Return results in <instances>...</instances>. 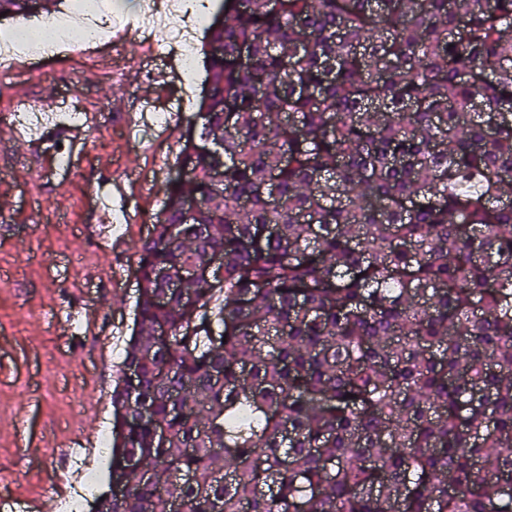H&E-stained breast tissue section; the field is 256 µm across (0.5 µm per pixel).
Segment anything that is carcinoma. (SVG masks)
<instances>
[{"instance_id":"cac0c4a2","label":"carcinoma","mask_w":512,"mask_h":512,"mask_svg":"<svg viewBox=\"0 0 512 512\" xmlns=\"http://www.w3.org/2000/svg\"><path fill=\"white\" fill-rule=\"evenodd\" d=\"M276 2L205 27L93 506L512 512V0Z\"/></svg>"}]
</instances>
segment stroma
Listing matches in <instances>:
<instances>
[{
	"instance_id": "35a3bbf8",
	"label": "stroma",
	"mask_w": 512,
	"mask_h": 512,
	"mask_svg": "<svg viewBox=\"0 0 512 512\" xmlns=\"http://www.w3.org/2000/svg\"><path fill=\"white\" fill-rule=\"evenodd\" d=\"M166 38L157 28L144 41L134 26L118 37L116 64L73 48L58 62L0 71L2 119L24 104L104 109L84 155L65 171L56 166L58 138L36 149L0 132V181L11 184L0 209V496L37 498L44 512L58 505L48 496L58 467L75 489L82 466L98 462V435L112 426V388L133 328L138 243L163 205L198 110L201 84L182 83L177 59L152 57ZM166 89L182 91L184 111L168 129L130 145L124 112ZM106 176L131 178L128 208L141 218L118 236L100 235L83 202ZM40 207L54 211L57 223H33ZM71 311L81 315L74 327L65 320Z\"/></svg>"
}]
</instances>
